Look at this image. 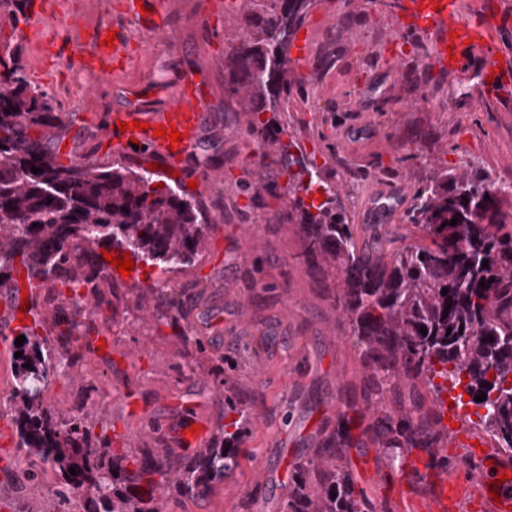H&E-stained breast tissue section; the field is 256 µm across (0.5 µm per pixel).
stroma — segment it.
Returning <instances> with one entry per match:
<instances>
[{
	"label": "stroma",
	"instance_id": "obj_1",
	"mask_svg": "<svg viewBox=\"0 0 512 512\" xmlns=\"http://www.w3.org/2000/svg\"><path fill=\"white\" fill-rule=\"evenodd\" d=\"M406 2L314 0L301 25L311 38L309 72L275 118L336 184L358 235L366 233L357 224L360 211L395 196L399 207L390 228L410 243L420 237L407 221L413 190L433 168L475 163L493 180L512 183V112L482 98L472 82L424 71L429 36L391 41L389 23ZM152 8L163 38H143L141 50L113 64L99 82L77 65L76 35L63 19L48 22L42 32L60 45L61 55L42 62L24 27L0 24V43L19 48L31 85L60 111L90 119L79 149L99 165L115 161L97 138V124L121 105L123 87L176 72L211 84L203 149L187 162L196 183L192 195L207 224L204 253L179 271L151 269L145 285L152 296L129 290L114 319L84 318V339L72 348L66 373L51 377L46 401L56 410L89 412L93 438L132 456L159 442L150 433L128 442L118 438L113 422L124 415L120 393H134L140 406L163 420L171 402L194 392L195 404L181 418L202 417L213 431L224 422L225 396L242 393L251 416L233 477L201 497L168 486L165 512H257L262 502L266 512H283L296 465L314 454L337 412L363 415L367 426L376 415L367 408L353 338L331 290L300 255L287 205L252 188L258 181L286 182L249 131L224 75V62L258 0H247L229 23L224 0H154ZM395 68L405 71L404 80L391 79ZM424 97L439 103L440 111L421 105ZM246 236L251 245L245 249ZM166 288L182 289L186 302L175 327L166 316ZM104 325L111 338L103 344L98 330ZM220 363L229 367L228 378L213 374ZM280 437L286 440L279 457L283 482L272 487L256 466ZM372 445L370 437L357 435L346 451L366 512H402L401 501L383 489L380 479L389 469ZM8 452L17 466L0 478V512H53L57 477L30 481L23 451L12 445Z\"/></svg>",
	"mask_w": 512,
	"mask_h": 512
}]
</instances>
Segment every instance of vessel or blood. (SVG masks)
Here are the masks:
<instances>
[{"instance_id":"1","label":"vessel or blood","mask_w":512,"mask_h":512,"mask_svg":"<svg viewBox=\"0 0 512 512\" xmlns=\"http://www.w3.org/2000/svg\"><path fill=\"white\" fill-rule=\"evenodd\" d=\"M124 7L131 27L161 38L163 30L155 15L142 14L136 0H124ZM64 10L63 0H31L29 35L38 37L45 20ZM68 25L88 47L82 55L83 69L94 79H104L110 62L126 57L128 38L116 37L114 46L108 47L104 44L106 30L85 26L80 15H70ZM392 27L399 38L411 33L432 36L434 50L424 63L425 69L459 79L475 78L482 84L512 73V54L499 48L501 32L512 27V0H494L491 8L468 12L462 11L457 0H408L403 14L394 17ZM145 90L142 84L129 89L130 104L113 111L101 136L110 141L114 152L161 164L168 173L182 170L187 156L197 149L208 119V90L192 77L178 75L170 101L158 109L143 102ZM135 120L146 123V130H119V123ZM160 125L175 126L183 135L181 143L174 146L169 139L154 136L153 128ZM20 308L18 291L0 298V347L17 324ZM125 427L131 436L156 431L179 447H201L207 436L203 430L190 433L188 425L177 418L152 428L146 412L132 405L127 408ZM432 485L431 512H465L470 505L478 512H512V460L504 457L457 456L452 467L432 479Z\"/></svg>"}]
</instances>
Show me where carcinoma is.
Wrapping results in <instances>:
<instances>
[{
  "label": "carcinoma",
  "instance_id": "cac0c4a2",
  "mask_svg": "<svg viewBox=\"0 0 512 512\" xmlns=\"http://www.w3.org/2000/svg\"><path fill=\"white\" fill-rule=\"evenodd\" d=\"M312 5L313 0H271L270 11L242 35L224 65L242 111L249 113V128L286 177L288 220L296 226L301 256L325 268V278L334 283L335 306L354 337L374 407L382 406L403 376L428 385L441 405V393L461 385L470 403L485 409L478 426L511 455L512 212L503 204H512V184H498L473 165L456 173L435 169L414 192L407 214L425 243L392 251L393 239L380 233L359 243L336 185L301 151H293L297 144L282 139L273 119L261 118L283 111L282 97L299 82L282 26L298 30ZM63 125V113L24 77L16 51L4 48L0 283L24 270L43 285L58 281L88 288L98 300L99 281L111 277L104 249L126 250L142 266L163 272L194 263L205 246L197 202L177 185L154 187L158 175L144 168L60 163L52 141ZM34 167L43 172L33 173ZM313 185L324 200L310 196ZM29 305L34 325L20 331L23 344L12 346V352H22L11 358L13 422L18 447L41 464L30 472L32 478L48 471L61 476L60 501L82 496L86 512H164V487L205 490L236 469L248 420L239 401L224 404V416L234 418L219 426L208 447L176 460L168 448H142L132 460L114 454L106 440L93 439L87 414L49 408V378L81 340L80 322L63 313L56 317L55 324L65 329L55 351L37 332L42 327L37 300L30 298ZM482 392L486 399L475 401ZM441 419L437 412L432 417L424 412L420 396L408 406L397 405L394 413L382 411L374 435L390 467L402 471L416 449L428 457V467L448 468V456L438 448ZM361 422L345 411L338 414L336 431L316 457L297 468L285 512H364L346 456Z\"/></svg>",
  "mask_w": 512,
  "mask_h": 512
}]
</instances>
